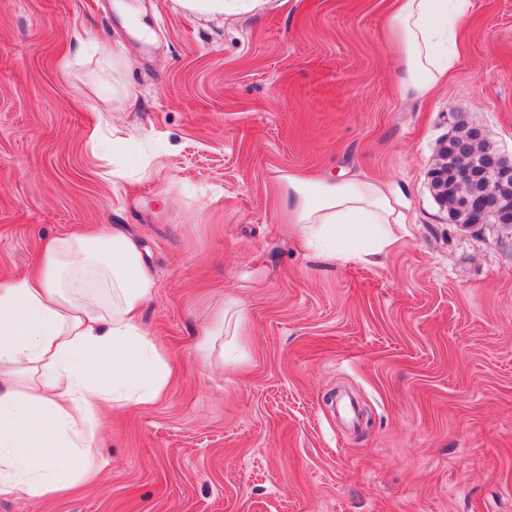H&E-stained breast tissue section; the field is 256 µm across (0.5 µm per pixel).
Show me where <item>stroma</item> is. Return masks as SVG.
<instances>
[{"mask_svg":"<svg viewBox=\"0 0 512 512\" xmlns=\"http://www.w3.org/2000/svg\"><path fill=\"white\" fill-rule=\"evenodd\" d=\"M471 4L421 101L390 0H0V281L119 226L175 373L105 417L92 482L0 512H512V233L453 223L430 184L463 125L512 160V0ZM344 174L403 191L379 263L293 230L286 177ZM268 0H186L187 7L198 12H220L240 15L256 10Z\"/></svg>","mask_w":512,"mask_h":512,"instance_id":"obj_1","label":"stroma"}]
</instances>
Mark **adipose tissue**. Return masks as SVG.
I'll return each instance as SVG.
<instances>
[{
  "mask_svg": "<svg viewBox=\"0 0 512 512\" xmlns=\"http://www.w3.org/2000/svg\"><path fill=\"white\" fill-rule=\"evenodd\" d=\"M470 0H392L388 44L423 98L456 65ZM384 183L289 177L288 212L332 261H378L404 225ZM154 289L119 227L53 239L39 270L0 284V494L43 497L92 479L104 412L154 403L171 370L137 313Z\"/></svg>",
  "mask_w": 512,
  "mask_h": 512,
  "instance_id": "adipose-tissue-1",
  "label": "adipose tissue"
}]
</instances>
